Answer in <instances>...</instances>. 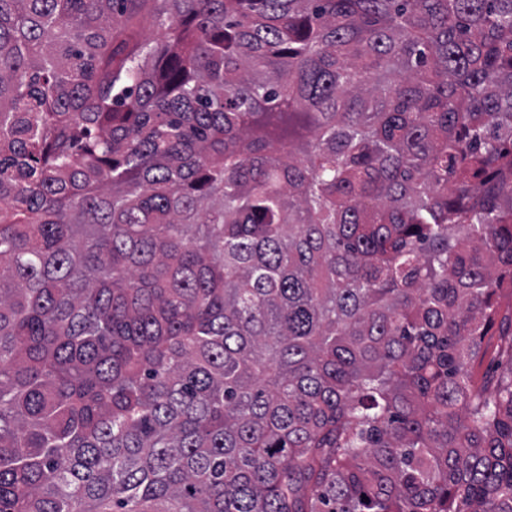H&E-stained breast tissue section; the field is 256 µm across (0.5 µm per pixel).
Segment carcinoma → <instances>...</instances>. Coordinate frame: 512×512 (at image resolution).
<instances>
[{"label":"carcinoma","mask_w":512,"mask_h":512,"mask_svg":"<svg viewBox=\"0 0 512 512\" xmlns=\"http://www.w3.org/2000/svg\"><path fill=\"white\" fill-rule=\"evenodd\" d=\"M504 288L512 0H0V512H512ZM490 335L485 337L484 352L485 356L482 362H478L473 367V374L478 377H490L496 379L506 365L507 358L502 355V340L498 335V324L490 330Z\"/></svg>","instance_id":"carcinoma-1"}]
</instances>
